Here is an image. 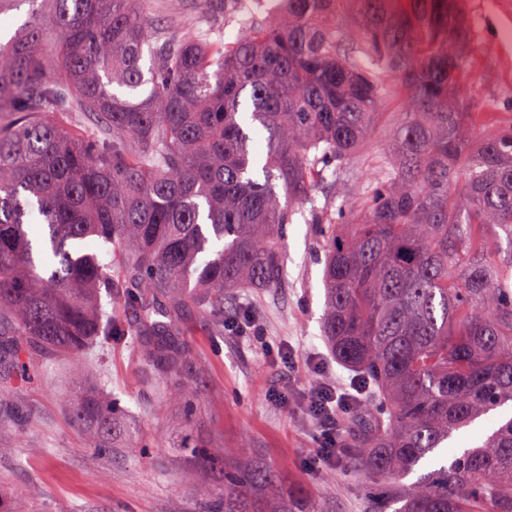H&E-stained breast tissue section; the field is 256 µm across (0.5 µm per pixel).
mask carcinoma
<instances>
[{
    "label": "carcinoma",
    "instance_id": "1",
    "mask_svg": "<svg viewBox=\"0 0 512 512\" xmlns=\"http://www.w3.org/2000/svg\"><path fill=\"white\" fill-rule=\"evenodd\" d=\"M146 2L0 0L29 5L0 41L3 379L127 336L184 378L183 310L222 331L224 294L277 286V233L308 204L326 225L323 334L360 389L343 448L369 512H512V417L441 455L512 402V125L470 108L461 0H282L231 43ZM390 83L400 112L365 185L355 155ZM73 112L89 137L52 120ZM337 185L341 203L317 205ZM90 236L118 263L82 252ZM123 409L87 387L71 415L106 449ZM255 482L275 487L224 473L223 512H294ZM511 413V404L510 402L505 406L498 408L493 413L488 416H485L476 421L475 424L472 425V432H467L463 434H455V438L459 441L460 446L469 448L475 444L474 435L480 434L483 437L490 434L492 429L494 428L498 419L508 417Z\"/></svg>",
    "mask_w": 512,
    "mask_h": 512
}]
</instances>
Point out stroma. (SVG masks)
<instances>
[{
    "instance_id": "35a3bbf8",
    "label": "stroma",
    "mask_w": 512,
    "mask_h": 512,
    "mask_svg": "<svg viewBox=\"0 0 512 512\" xmlns=\"http://www.w3.org/2000/svg\"><path fill=\"white\" fill-rule=\"evenodd\" d=\"M507 0H464L470 41L467 96L474 111L512 123V9ZM386 95L384 117L358 153L359 178L375 181L382 144L398 111ZM285 274L275 288H239L224 303V334L194 309L182 322L190 371L186 382L150 375L140 344L97 341L79 359L49 364L32 359L24 381L0 385V505L6 512H214L224 483L211 467L173 448L189 433L210 456L240 473L269 469L290 497L311 500L314 512H368L365 477L349 459L313 464L319 429L303 401L318 383H349L353 372L328 360L314 373L310 359L326 353L321 332L324 238L299 210L283 225ZM247 311L262 342L232 326ZM296 356L285 366L280 348ZM103 385L119 394L127 411L113 448L101 452L71 420L80 387ZM191 392L194 415L183 394Z\"/></svg>"
}]
</instances>
